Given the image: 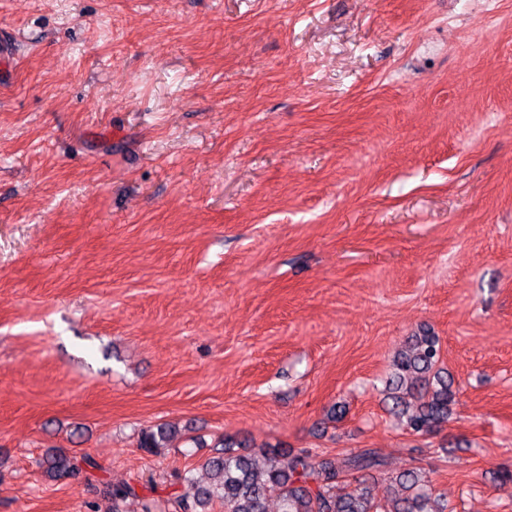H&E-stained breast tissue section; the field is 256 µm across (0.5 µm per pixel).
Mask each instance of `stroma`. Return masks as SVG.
Returning <instances> with one entry per match:
<instances>
[{"instance_id":"stroma-1","label":"stroma","mask_w":512,"mask_h":512,"mask_svg":"<svg viewBox=\"0 0 512 512\" xmlns=\"http://www.w3.org/2000/svg\"><path fill=\"white\" fill-rule=\"evenodd\" d=\"M2 34L0 512L166 502L226 436L512 512V0H0ZM424 328L457 395L414 435L384 382ZM175 423L161 422L142 428L138 434V448L143 452L158 456L171 447V442L182 434ZM47 463V472L56 480L80 476L90 479L95 472L103 470L102 465L89 454L77 456L55 451L48 455ZM151 482L148 481L145 484H134V483H122L119 485H112L110 496L112 499V512H120L119 504L127 500L128 498H141L142 500V512H155L156 510V499L147 495H140L139 491H150L154 490L151 487Z\"/></svg>"}]
</instances>
